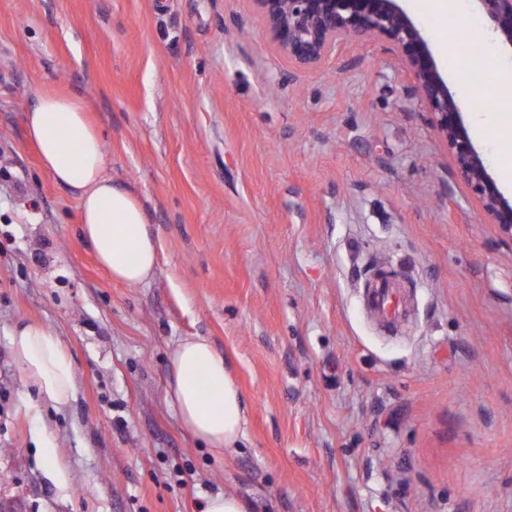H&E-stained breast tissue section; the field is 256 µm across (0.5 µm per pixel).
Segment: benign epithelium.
I'll use <instances>...</instances> for the list:
<instances>
[{"instance_id": "benign-epithelium-1", "label": "benign epithelium", "mask_w": 512, "mask_h": 512, "mask_svg": "<svg viewBox=\"0 0 512 512\" xmlns=\"http://www.w3.org/2000/svg\"><path fill=\"white\" fill-rule=\"evenodd\" d=\"M276 51L288 61L317 69L348 44L382 42L412 77L409 96L425 105L453 159L448 196L463 184L479 215L496 226L500 242L512 250V197L488 172L461 120L462 105L448 86L428 42L401 5L402 0H254ZM512 50V0H473Z\"/></svg>"}]
</instances>
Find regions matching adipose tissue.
I'll return each instance as SVG.
<instances>
[{"label": "adipose tissue", "instance_id": "1", "mask_svg": "<svg viewBox=\"0 0 512 512\" xmlns=\"http://www.w3.org/2000/svg\"><path fill=\"white\" fill-rule=\"evenodd\" d=\"M25 129L53 180L77 198L81 233L113 279L150 282L158 268L157 242L143 207L106 170L100 134L75 97L37 88L25 112ZM16 360L56 405L75 393L72 363L49 331L27 325L11 337ZM167 397L182 426L216 452L229 453L247 437V406L231 369L201 336L180 339L169 355Z\"/></svg>", "mask_w": 512, "mask_h": 512}]
</instances>
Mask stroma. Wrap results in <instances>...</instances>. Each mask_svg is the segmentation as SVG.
Returning <instances> with one entry per match:
<instances>
[{"label": "stroma", "mask_w": 512, "mask_h": 512, "mask_svg": "<svg viewBox=\"0 0 512 512\" xmlns=\"http://www.w3.org/2000/svg\"><path fill=\"white\" fill-rule=\"evenodd\" d=\"M449 87L446 41L490 24L403 0ZM410 76L373 43L288 63L254 0H0V512H512V252L453 165ZM79 97L113 180L159 242L112 281L73 194L28 140L34 88ZM473 89L462 114L493 177L512 153ZM390 261L403 310L369 309ZM52 331L76 389L46 401L11 334ZM186 336L223 354L248 412L212 452L166 398ZM203 512H249L246 505L236 495L224 492L210 497Z\"/></svg>", "instance_id": "obj_1"}]
</instances>
